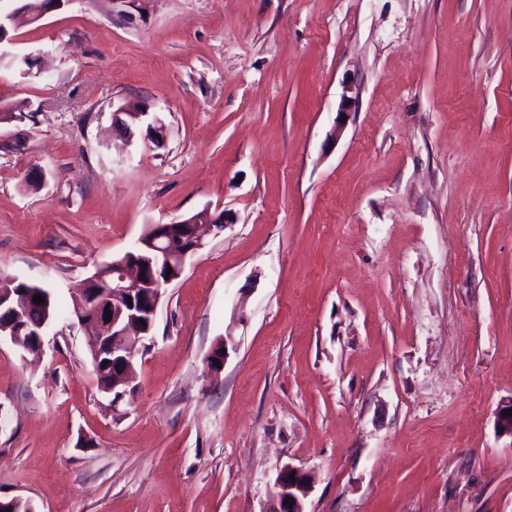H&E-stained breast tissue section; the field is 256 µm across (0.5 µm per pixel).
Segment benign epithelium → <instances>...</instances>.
Returning <instances> with one entry per match:
<instances>
[{"mask_svg":"<svg viewBox=\"0 0 512 512\" xmlns=\"http://www.w3.org/2000/svg\"><path fill=\"white\" fill-rule=\"evenodd\" d=\"M70 0H43L41 7L31 9L20 6L13 12L0 16V43L7 39L9 30L20 21L33 23L39 21L51 8L60 7ZM146 137L153 145L160 148L166 140V125L157 114L152 116L146 129ZM231 224V218L221 212L209 218L205 224L195 218H187L175 224L154 225L152 238L142 236L135 245L124 254V258L112 262V287L106 296L82 295L79 288L77 315L79 323L86 328L93 325L101 329L102 335H92L94 351L100 350V343L106 342V350L112 357V388H127L132 372L133 360L140 350L147 331L144 324L155 323L157 311L163 298L165 288L183 273L189 258L205 246L204 230L221 233ZM181 238L188 246L179 252L171 253L162 247L161 242ZM149 250L163 257V265L172 269V273L160 275L152 263L142 256ZM33 292L27 288L20 290H0V298L11 302L13 315L21 320ZM110 310L111 320H106L105 310ZM312 490L309 472L285 465L275 483L277 508L273 512H306L305 501Z\"/></svg>","mask_w":512,"mask_h":512,"instance_id":"benign-epithelium-1","label":"benign epithelium"}]
</instances>
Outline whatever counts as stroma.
<instances>
[{
    "label": "stroma",
    "instance_id": "1",
    "mask_svg": "<svg viewBox=\"0 0 512 512\" xmlns=\"http://www.w3.org/2000/svg\"><path fill=\"white\" fill-rule=\"evenodd\" d=\"M126 104L164 147L113 137ZM204 209L233 222L112 411L73 291ZM0 274L56 307L41 356L0 341L2 498L272 512L289 463L306 512H512V0H69L10 31Z\"/></svg>",
    "mask_w": 512,
    "mask_h": 512
}]
</instances>
